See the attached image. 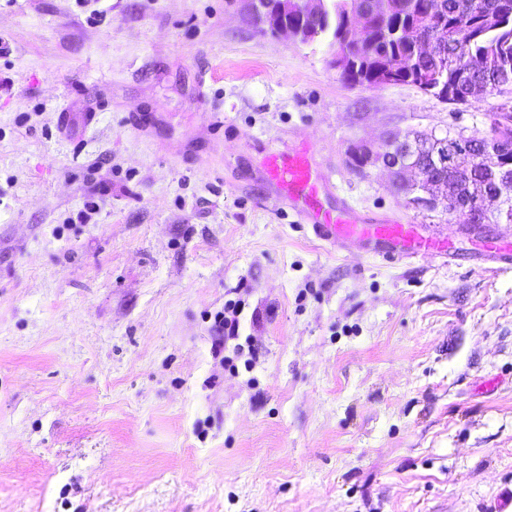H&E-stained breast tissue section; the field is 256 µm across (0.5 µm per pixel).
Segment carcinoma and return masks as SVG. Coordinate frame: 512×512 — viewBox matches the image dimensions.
Instances as JSON below:
<instances>
[{"mask_svg":"<svg viewBox=\"0 0 512 512\" xmlns=\"http://www.w3.org/2000/svg\"><path fill=\"white\" fill-rule=\"evenodd\" d=\"M373 0H361L367 34L373 41V57L362 53L359 44L348 42L341 47L348 57L359 62L358 70L365 71V79L374 84L370 74L373 66L402 58L398 83H409L426 93L441 95L442 86L459 92L469 82L485 81L504 74L512 77V0H390L385 14L371 9ZM336 21L329 23L321 17H307L305 26L311 29L313 39L330 36L337 39L343 26V0H335ZM411 25L423 32L437 28L447 34L444 55L411 57V50L399 36V30ZM482 59V69L467 70L466 55ZM421 174L448 180L451 191L445 210L460 222H465V205L476 210L492 197L494 184L483 179L468 186L459 185L453 172L423 164Z\"/></svg>","mask_w":512,"mask_h":512,"instance_id":"1","label":"carcinoma"}]
</instances>
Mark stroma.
Listing matches in <instances>:
<instances>
[{
  "mask_svg": "<svg viewBox=\"0 0 512 512\" xmlns=\"http://www.w3.org/2000/svg\"><path fill=\"white\" fill-rule=\"evenodd\" d=\"M0 42V512H512V224L349 157L486 134L505 96L348 85L246 0H0ZM287 148L447 255L316 239L264 177ZM241 301L228 300L224 303V313L216 318V328L219 333L224 336H219L218 341L224 338L225 344L229 341L237 340L240 336V314H241Z\"/></svg>",
  "mask_w": 512,
  "mask_h": 512,
  "instance_id": "1",
  "label": "stroma"
}]
</instances>
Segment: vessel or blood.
I'll return each instance as SVG.
<instances>
[{
    "instance_id": "vessel-or-blood-1",
    "label": "vessel or blood",
    "mask_w": 512,
    "mask_h": 512,
    "mask_svg": "<svg viewBox=\"0 0 512 512\" xmlns=\"http://www.w3.org/2000/svg\"><path fill=\"white\" fill-rule=\"evenodd\" d=\"M265 170L300 221L329 246L357 244L390 259L412 258L426 251L438 253L446 248L442 241L422 236L416 225L375 223L359 217L352 208L330 206L307 150L272 151L266 157Z\"/></svg>"
}]
</instances>
